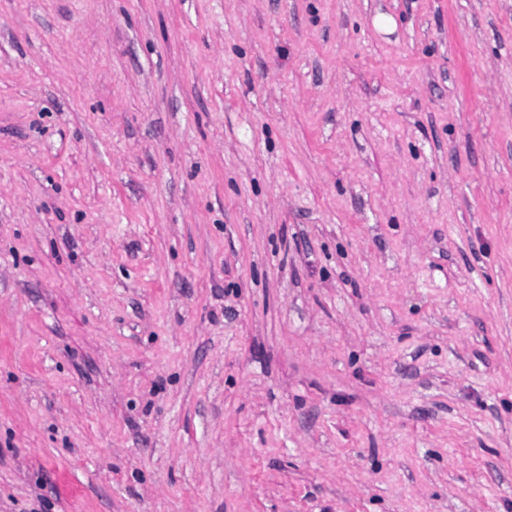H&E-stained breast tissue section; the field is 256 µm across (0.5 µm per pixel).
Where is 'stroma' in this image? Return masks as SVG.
Wrapping results in <instances>:
<instances>
[{
  "instance_id": "obj_1",
  "label": "stroma",
  "mask_w": 512,
  "mask_h": 512,
  "mask_svg": "<svg viewBox=\"0 0 512 512\" xmlns=\"http://www.w3.org/2000/svg\"><path fill=\"white\" fill-rule=\"evenodd\" d=\"M0 512H512V0H0Z\"/></svg>"
}]
</instances>
